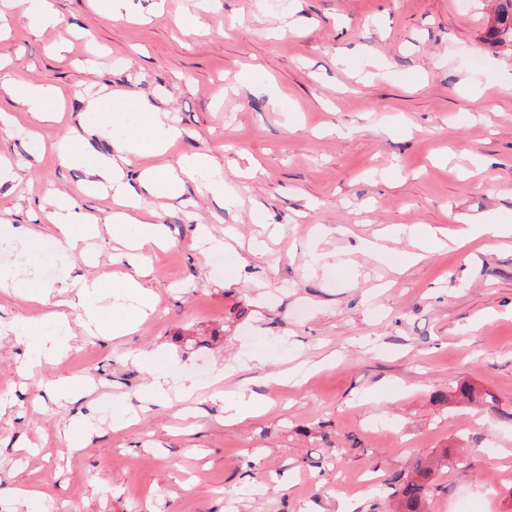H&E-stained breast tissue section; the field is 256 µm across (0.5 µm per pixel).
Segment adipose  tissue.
Here are the masks:
<instances>
[{"label": "adipose tissue", "instance_id": "ef3b65f1", "mask_svg": "<svg viewBox=\"0 0 512 512\" xmlns=\"http://www.w3.org/2000/svg\"><path fill=\"white\" fill-rule=\"evenodd\" d=\"M0 91L18 98L24 114L29 118L41 123L52 120L53 114L48 103L53 90L49 85L1 76ZM135 116L133 130L120 136L113 135V123L109 120L86 127L87 136L117 138L114 156L103 157L93 163L87 162L85 152L76 151L68 138L59 141L57 150L61 156L74 157L84 162L88 189L101 187L111 192L117 206L112 215L113 223L135 225L134 234L125 238L123 244L127 249L129 263L140 266L147 260L145 247L159 243L162 227L155 222L153 214L133 216L132 211L139 208L140 201L134 197L126 181L125 167L133 158L164 154L176 138L178 129L169 111L160 109L144 98L138 100ZM188 180L197 182L200 193L222 203H229L224 178L213 158L207 154L186 155L179 159L177 165L144 170L140 174V187L147 196L157 195L162 188L173 195ZM50 205L48 219L54 224L61 242L68 250H83L85 240L98 236L99 224L96 217L76 210L68 194L54 193ZM101 295L102 286L99 281L85 276L76 277L68 287L66 304L82 311L81 326L91 336H123L131 333L136 329L139 319L154 306L152 294L133 278L121 281L112 292L113 300L132 302L131 310L118 308L113 310L111 317H104L98 305ZM67 325L66 314L56 313L51 316L48 329L42 330L39 337H32V325L24 319L15 320L11 331L16 340H30L28 363L35 366L63 353L69 340L68 334L64 332Z\"/></svg>", "mask_w": 512, "mask_h": 512}]
</instances>
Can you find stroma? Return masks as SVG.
<instances>
[{"instance_id":"obj_1","label":"stroma","mask_w":512,"mask_h":512,"mask_svg":"<svg viewBox=\"0 0 512 512\" xmlns=\"http://www.w3.org/2000/svg\"><path fill=\"white\" fill-rule=\"evenodd\" d=\"M53 6L59 25L40 30L0 0V65L59 91L44 141L98 121L88 93L104 92L101 113L146 96L180 135L133 160L130 185L209 154L236 202L190 181L148 198L166 228L142 279L154 311L114 338L84 336L70 311L69 350L26 372L9 326L50 311L30 293L134 269L108 231L66 249L51 191L102 220L111 198L0 130V231L37 232L9 249L19 294L0 292V512H25L24 490L39 512H394L374 482L445 452L425 512H512V237L404 262L413 227L512 225V50L481 39L488 0H133L122 21L99 0ZM43 264L60 274L36 277ZM145 353L171 375L166 398L149 397ZM303 368L301 385L270 383ZM62 377L75 390L60 403ZM464 382L495 408L456 400ZM241 386L265 406L226 422Z\"/></svg>"}]
</instances>
